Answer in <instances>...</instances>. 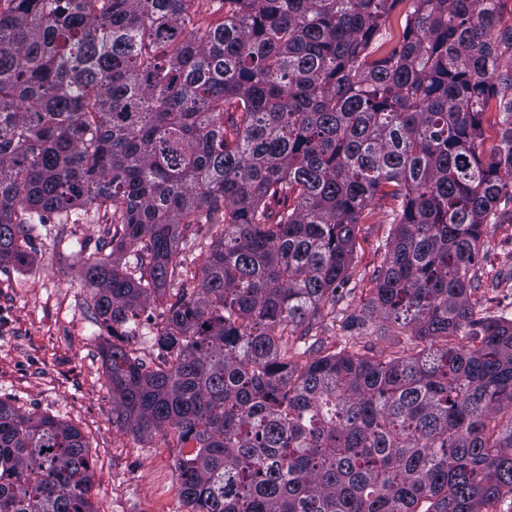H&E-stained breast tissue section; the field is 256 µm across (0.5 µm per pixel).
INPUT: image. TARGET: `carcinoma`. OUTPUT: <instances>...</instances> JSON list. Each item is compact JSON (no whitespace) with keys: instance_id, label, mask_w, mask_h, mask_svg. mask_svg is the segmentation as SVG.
Segmentation results:
<instances>
[{"instance_id":"carcinoma-1","label":"carcinoma","mask_w":512,"mask_h":512,"mask_svg":"<svg viewBox=\"0 0 512 512\" xmlns=\"http://www.w3.org/2000/svg\"><path fill=\"white\" fill-rule=\"evenodd\" d=\"M201 2L0 0V266L38 224L111 216L74 255L112 423L177 434L189 512H494L512 317L471 292L512 204V0ZM387 199L355 325L405 340L311 359ZM169 288L152 366L119 340ZM92 489L77 427L0 399V512H93ZM386 208L366 211L359 224L352 280L347 288H355L345 300L346 315L357 316L368 303L376 286L374 272L385 252V244L393 232Z\"/></svg>"}]
</instances>
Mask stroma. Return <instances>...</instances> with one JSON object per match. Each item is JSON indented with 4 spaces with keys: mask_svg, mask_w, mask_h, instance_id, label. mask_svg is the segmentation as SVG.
<instances>
[{
    "mask_svg": "<svg viewBox=\"0 0 512 512\" xmlns=\"http://www.w3.org/2000/svg\"><path fill=\"white\" fill-rule=\"evenodd\" d=\"M110 219L38 225L26 268L0 267V398L56 417L85 436L94 469L95 512H187L175 472L174 432L143 439L112 423V393L102 360L107 338L96 323L93 291L70 243L95 244ZM393 232L386 209L368 211L358 231L347 312L359 315ZM66 243H58V234ZM480 251L481 309L496 312L512 295V212L487 225Z\"/></svg>",
    "mask_w": 512,
    "mask_h": 512,
    "instance_id": "1",
    "label": "stroma"
}]
</instances>
